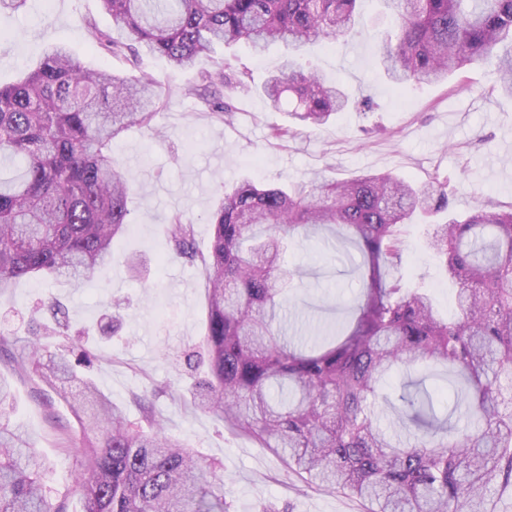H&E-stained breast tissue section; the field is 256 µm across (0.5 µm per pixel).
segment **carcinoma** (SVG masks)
Here are the masks:
<instances>
[{"label": "carcinoma", "mask_w": 512, "mask_h": 512, "mask_svg": "<svg viewBox=\"0 0 512 512\" xmlns=\"http://www.w3.org/2000/svg\"><path fill=\"white\" fill-rule=\"evenodd\" d=\"M127 34L108 39L112 55L164 57L192 68L217 44L257 54L279 44L281 66L262 92L288 128H319L350 108L369 110L297 53L336 45L355 30L358 0H100ZM396 25L378 63L398 85L438 82L495 62L496 86L512 96V0H383ZM250 90L220 64L192 88L209 116L234 106L220 89ZM170 91L151 76L88 68L64 44L49 45L17 82L0 85V293L43 277L80 286L112 262V244L130 226L133 181L112 159V144L133 126L159 133L155 118ZM212 242L197 250L195 228L178 214L170 253L200 264L208 291L202 346L207 378L188 401L217 415L329 491L369 504L367 512H495L494 492L512 485V210L476 207L429 224L426 247L455 283L456 313L393 274L401 228L449 210L446 187L414 185L389 173L347 182L317 177L286 189L251 181L219 187ZM323 235L359 250L364 288L345 330L308 344L283 334L280 312L295 269L282 264L289 242ZM47 336H66V314L51 302ZM31 343L14 360L66 400L84 428L75 490L83 512H228L212 464L172 438L154 415L134 429L77 367L90 356L43 361ZM452 375L454 405L438 411L423 391L401 409L377 388L398 370ZM11 391L0 380V512H69L42 489L47 469L31 436L11 425ZM398 427L377 425L379 405Z\"/></svg>", "instance_id": "1"}]
</instances>
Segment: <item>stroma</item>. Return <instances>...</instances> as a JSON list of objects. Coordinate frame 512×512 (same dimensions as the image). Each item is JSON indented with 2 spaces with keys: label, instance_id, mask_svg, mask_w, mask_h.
Instances as JSON below:
<instances>
[{
  "label": "stroma",
  "instance_id": "35a3bbf8",
  "mask_svg": "<svg viewBox=\"0 0 512 512\" xmlns=\"http://www.w3.org/2000/svg\"><path fill=\"white\" fill-rule=\"evenodd\" d=\"M359 10L360 24L347 44L307 47L298 63L352 96L370 97L375 110L345 111L325 127L280 139L273 132L286 126L287 118L258 92L233 94L235 113L226 123L205 116L198 100L185 92L197 83L200 71L212 69L218 60L261 84L280 66V46L260 57L243 45L220 46L194 68L175 71L157 56H115L92 46L86 31L90 21L112 38L124 36L99 0H27L24 10L0 14V31L12 36L0 46L1 84L15 82L48 43L57 42L87 66L121 74L146 72L172 90L156 117L157 125L168 129L167 137L134 127L112 146L118 166L134 180V196L133 224L113 244L111 270L78 288L27 279L0 293V337L9 342L0 352V376L13 387V420L52 466L45 479L49 503L64 497L69 512H82L74 478L83 427L67 402L36 375L16 371L13 359L32 337L36 310L56 298L68 313L70 334L48 338L49 352L71 347L94 353L90 377L130 423L143 425L137 398L147 395L168 433L216 464L229 512H366L357 498L305 480L267 449L231 433L218 416L182 402L181 393L207 370L198 356L206 327V284L197 266L168 259L166 232L170 218L181 215L194 225L200 250H208L218 184L248 179L290 185L318 173L330 180L370 173H390L415 184L436 179L447 183L450 208L456 212L481 203L497 211L512 209V98L493 91L491 68L400 88L375 62L394 25L391 13L382 0H361ZM425 232L422 224L406 226L399 272L410 287L432 296L442 316L450 317L455 313L453 286L441 261L426 250ZM130 256L141 261L139 274L128 271ZM284 264L304 271L291 284L293 300L284 317L289 335L309 338L319 324L350 321L363 271L351 263L347 249L291 243ZM115 297L126 299L127 306L107 334L104 316Z\"/></svg>",
  "mask_w": 512,
  "mask_h": 512
}]
</instances>
